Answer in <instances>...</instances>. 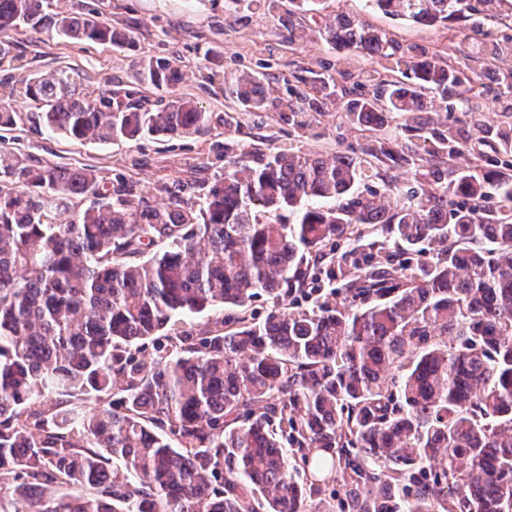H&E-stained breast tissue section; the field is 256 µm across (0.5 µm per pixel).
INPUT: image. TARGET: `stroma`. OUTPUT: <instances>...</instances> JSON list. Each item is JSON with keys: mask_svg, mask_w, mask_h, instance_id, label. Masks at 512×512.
Listing matches in <instances>:
<instances>
[{"mask_svg": "<svg viewBox=\"0 0 512 512\" xmlns=\"http://www.w3.org/2000/svg\"><path fill=\"white\" fill-rule=\"evenodd\" d=\"M54 8L86 13H103L113 25L136 27L134 48L116 49L98 43L71 45L56 38L35 40L25 35L15 38L23 60L12 70L9 85H0V95L9 88L21 87L28 74L60 69L78 72L85 91H95L102 79L119 82L124 88L140 90L139 62L150 56H177L186 73L182 94L199 100L210 110L224 111L221 82L207 83L208 70L236 73L242 70L265 71L279 76L280 96L288 94V78L298 63H335L338 53L321 38L303 47L288 46L284 28L265 20L255 0H242L231 10L225 0H52ZM344 12L356 15L389 32L403 43L433 46L442 40L440 29L405 23L364 6L362 0H344ZM320 139L298 141L294 131L278 113L246 112L240 116L237 139L255 142L267 136L277 146L300 145L302 150L331 154L361 142L360 132L352 129L341 115H319ZM18 146L25 153L52 163L95 165L103 177L123 175L145 186L156 181L186 183V192L199 194L191 174L201 163H209L206 179L222 173L224 164L216 156L224 142L218 133L200 136H146L136 141H116L106 145L77 144L58 136L36 131L33 121H25L16 132Z\"/></svg>", "mask_w": 512, "mask_h": 512, "instance_id": "35a3bbf8", "label": "stroma"}]
</instances>
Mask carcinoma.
<instances>
[{
  "label": "carcinoma",
  "mask_w": 512,
  "mask_h": 512,
  "mask_svg": "<svg viewBox=\"0 0 512 512\" xmlns=\"http://www.w3.org/2000/svg\"><path fill=\"white\" fill-rule=\"evenodd\" d=\"M329 2L259 0L290 42L340 52L333 73L298 67L288 100L276 75L242 71L212 112L177 94L173 56L140 65L164 103L110 79L86 93L63 70L0 98V512H512V68L497 66L512 0H365L445 29L452 57L327 22ZM19 31L135 42L96 14L0 0V70L21 60ZM16 95L40 132L79 143L222 127L224 173L198 198L158 181L154 206L123 176L17 152ZM330 110L369 139L325 156L232 138L236 112H286L305 137ZM393 114L402 133L379 136ZM373 177L383 190H360ZM369 237L380 248L340 271L336 300L288 306L307 256ZM263 294L274 307L257 321ZM227 306L242 315L226 329ZM204 312L214 321L171 333ZM163 333L170 348L134 355Z\"/></svg>",
  "instance_id": "obj_1"
}]
</instances>
